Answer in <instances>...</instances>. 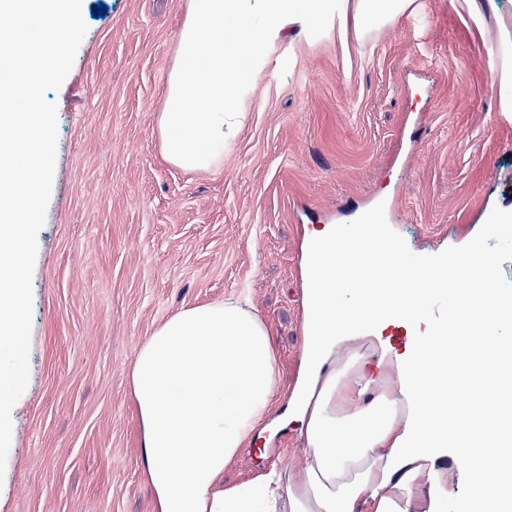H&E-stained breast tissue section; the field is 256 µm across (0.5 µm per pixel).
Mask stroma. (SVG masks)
I'll list each match as a JSON object with an SVG mask.
<instances>
[{"mask_svg": "<svg viewBox=\"0 0 512 512\" xmlns=\"http://www.w3.org/2000/svg\"><path fill=\"white\" fill-rule=\"evenodd\" d=\"M107 12L92 18L96 4ZM457 0H414L364 43L336 32L278 42L245 94L224 163L185 171L158 117L189 0H85L87 31L59 90L52 191L33 270L29 380L11 411L0 512H154L128 374L164 320L244 295L279 357L272 417L304 361L313 230L377 215L410 267L462 245L512 293V118L489 73L498 26ZM224 481L303 460L273 425Z\"/></svg>", "mask_w": 512, "mask_h": 512, "instance_id": "obj_1", "label": "stroma"}]
</instances>
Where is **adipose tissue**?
Returning a JSON list of instances; mask_svg holds the SVG:
<instances>
[{"label": "adipose tissue", "mask_w": 512, "mask_h": 512, "mask_svg": "<svg viewBox=\"0 0 512 512\" xmlns=\"http://www.w3.org/2000/svg\"><path fill=\"white\" fill-rule=\"evenodd\" d=\"M412 0H190L179 34L158 128L165 159L187 171L224 161L243 127L242 92L257 73L246 59L268 56L280 40L312 29L354 31L364 40L394 24ZM309 323L311 378L299 422V469H271L228 485L224 468L263 425L277 389L278 357L263 315L241 298L183 309L143 343L129 380L142 429L144 476L155 512H467L472 501L512 496L502 467L512 446L479 452L476 434L512 432L487 387L463 408L448 407L430 384L447 373L481 379L503 364L512 321L481 328L457 357L431 343L427 306L436 282L469 288L449 294L448 319L497 300L490 257L451 252L450 268L402 269L397 241L371 243L363 230L339 246L330 229L313 232ZM384 318H375L376 309ZM418 334L397 349L388 329ZM451 454L460 487L437 464ZM497 474L494 483L480 475Z\"/></svg>", "instance_id": "adipose-tissue-1"}]
</instances>
